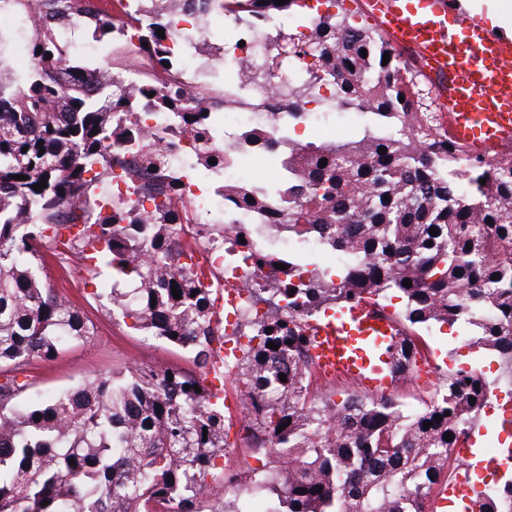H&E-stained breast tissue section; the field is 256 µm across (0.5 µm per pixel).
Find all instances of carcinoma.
I'll list each match as a JSON object with an SVG mask.
<instances>
[{
    "label": "carcinoma",
    "instance_id": "obj_1",
    "mask_svg": "<svg viewBox=\"0 0 512 512\" xmlns=\"http://www.w3.org/2000/svg\"><path fill=\"white\" fill-rule=\"evenodd\" d=\"M97 2L0 0L1 14L26 22L33 61L17 69L16 33L0 30V512H243L225 500L233 477L208 481L229 443L224 403L207 375L227 370L239 383L245 440L272 457L263 483L267 512H426L451 450L469 441L491 400L492 383L474 370L450 369L436 400L411 414L388 397L336 403L310 392L308 323L364 298L383 310L381 301L395 296L411 326L465 324L469 345L494 355L512 384V250L504 249L512 245V154L494 164L474 159L471 193L460 192L455 159L430 110L433 97L406 67L392 82L370 81L369 65L397 54L346 12L318 17L306 37L283 31L272 38L280 53L312 58L302 81L289 82L274 55L260 71L238 72L235 84L271 85L278 104L272 116L296 118L331 79L338 108L369 115L362 133L284 147L258 129H241L220 144L214 109L224 94L184 76L168 46L167 19L182 0H141L138 15ZM225 2L243 13L298 4ZM65 19L88 39L115 33L140 46L134 56L116 51L101 67L66 49ZM195 56L208 69L223 58L224 44L200 39ZM77 66L100 73L95 94H83L70 79ZM158 112L165 125H149ZM179 138L202 173L224 169L243 146L266 151L287 176L265 190L249 180L230 183L224 196L240 210L267 215L270 232L319 240L322 250L344 259L339 280L297 255L259 248L252 224H200L197 249L186 251L191 199L183 174L164 160L167 144ZM119 140L137 153L124 168L135 200L94 194L112 180ZM43 179L47 187L35 191ZM276 193L288 195L287 208L273 206ZM221 240L244 267L237 296L245 299L230 326L217 310L214 269L181 262ZM61 244L134 281L131 293H112V304L131 328L191 352L200 375L131 367L52 398L27 399L30 384L18 374L90 336L81 313L38 275L48 246ZM260 303L267 309L258 310ZM230 341L239 354L220 356L214 344ZM387 353L399 380L416 371L422 350L401 329ZM447 432L453 440L444 439ZM474 504V512H512V481L492 497L475 495Z\"/></svg>",
    "mask_w": 512,
    "mask_h": 512
}]
</instances>
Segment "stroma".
I'll return each instance as SVG.
<instances>
[{
	"instance_id": "obj_1",
	"label": "stroma",
	"mask_w": 512,
	"mask_h": 512,
	"mask_svg": "<svg viewBox=\"0 0 512 512\" xmlns=\"http://www.w3.org/2000/svg\"><path fill=\"white\" fill-rule=\"evenodd\" d=\"M41 276L59 296L66 298L92 322L94 334L87 341L66 345L52 362L27 366L23 378L30 384V398L52 396L95 375L122 372L132 365L145 369L169 367L188 375L198 374L199 369L188 352L126 326L110 301L114 280L109 270H100L93 278L77 259L60 263L51 258ZM468 333L467 326L461 323L437 324L420 330L422 356L417 370L413 376L396 381L388 390V397L404 407L422 408L453 363L478 367L486 378L495 379L496 359L473 352L464 341ZM219 395L232 415L230 447L222 460L226 473L257 467V460L242 438L241 413L233 379L225 380ZM508 419L512 420V386L503 384L484 409L481 426L474 436L476 456L512 446V429L503 426Z\"/></svg>"
}]
</instances>
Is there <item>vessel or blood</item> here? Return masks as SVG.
I'll return each instance as SVG.
<instances>
[{"label":"vessel or blood","mask_w":512,"mask_h":512,"mask_svg":"<svg viewBox=\"0 0 512 512\" xmlns=\"http://www.w3.org/2000/svg\"><path fill=\"white\" fill-rule=\"evenodd\" d=\"M358 7L432 84L444 137L485 161L512 151V35L497 34L459 0H358ZM310 331L312 355L324 374L352 378L370 390L391 388L381 350L398 330L385 311L361 301L311 321ZM457 454L466 468L512 466L508 457L475 458L467 447ZM472 495L463 474L440 502L468 512Z\"/></svg>","instance_id":"vessel-or-blood-1"}]
</instances>
